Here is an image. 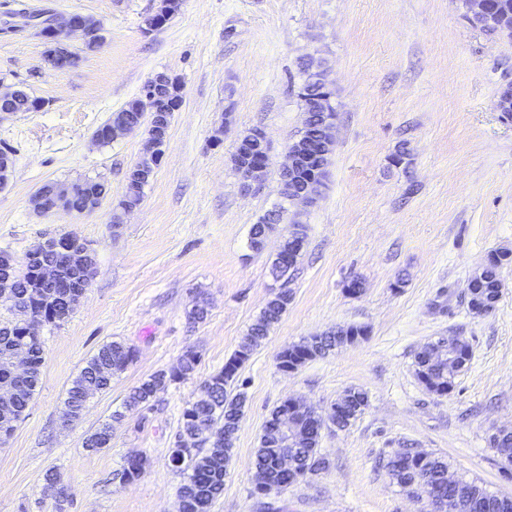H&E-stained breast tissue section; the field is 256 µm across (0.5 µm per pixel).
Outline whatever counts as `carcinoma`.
<instances>
[{
    "label": "carcinoma",
    "mask_w": 512,
    "mask_h": 512,
    "mask_svg": "<svg viewBox=\"0 0 512 512\" xmlns=\"http://www.w3.org/2000/svg\"><path fill=\"white\" fill-rule=\"evenodd\" d=\"M15 14L26 19L24 27L39 30V34L48 37L51 15L41 11V17L32 20L33 11L25 4H19ZM499 29L498 32L512 36V0L499 2ZM303 84L298 92L301 107L310 105L309 88L312 87L314 75L313 65L304 64ZM181 93L175 87L163 84L157 87L153 102L154 111L173 113ZM41 108L38 100L21 92L11 102L0 106V112H31ZM147 182L127 179L126 191L119 206L122 208L138 205L143 197ZM81 191L74 197L72 205L79 208L84 204V194L89 192L103 199L108 194L107 184L102 180H84L80 182ZM281 213L265 215L260 222L251 228L250 246L259 252L264 248L266 233L269 225L280 222ZM29 254L38 256L47 263L69 266L70 256L61 252H47L43 244H38ZM13 295L0 296V306L10 311L13 309V296L27 295L40 296L36 302L37 308L43 310L46 322L55 323L66 319L67 289H55V295L50 297L42 294L35 280L26 272L15 277ZM291 294L280 290L267 302L266 307L252 324L248 335L234 354L225 362L224 368L211 375L204 383V395L189 403L182 413L179 429L175 437L191 436L195 430L196 421L212 423L215 429L222 432V436L209 443L206 453L198 448H190L183 457L179 472L184 474V483L180 489L179 512H210L217 498L224 492V474L229 463L231 452L237 438L240 421L243 417L246 401L245 393L234 391L239 370L249 361L254 348L261 340L267 337L270 329L278 323L288 308ZM364 329L360 326H341L339 329L328 331L316 338H305L297 343L285 347L278 356L282 363L292 362L304 353L315 357H324L338 347L348 343L350 336H362ZM16 348H23L27 354L28 369L26 372V394L12 404L0 408V413H10L21 422L27 415L30 401L35 394L41 380L43 365L44 341L40 336H25L21 334L12 320L0 322V355H5ZM135 351L123 342L111 341L102 345L98 351L87 361L79 374L72 380L66 391L63 415L79 420L86 408L87 399L98 392H104L111 387L112 378L123 371L134 361ZM199 362V356L193 351L185 352L178 360L177 365L169 372L160 371L133 387L123 408L127 411L149 404L169 383L187 379L193 375ZM416 372H432L442 377V382L452 388L455 376L448 374V370L441 369L440 363L430 345H425L415 356ZM335 405L340 411L322 414L312 411L308 421L326 422L339 429H345L364 413L368 406L367 394L351 388L342 397L336 400ZM281 406H276L270 413L264 425L259 447L254 456L255 472L258 476L268 479L273 484L284 483L288 476L283 474L278 466L281 448L276 444L273 425ZM321 434L310 435L301 447L294 449V456L298 466L300 482L308 475L325 470L329 466L328 460L318 454V445ZM112 441V426L98 428L89 434L83 441V447L91 452H97L110 447ZM384 467L390 478L400 487L406 488L419 480L428 477L436 484L444 487L446 495L455 500L452 512H512V497L500 496L488 491L474 481L458 478L455 484L448 485V461L432 453H423L411 448L406 449L405 455L396 460L389 455Z\"/></svg>",
    "instance_id": "carcinoma-1"
}]
</instances>
